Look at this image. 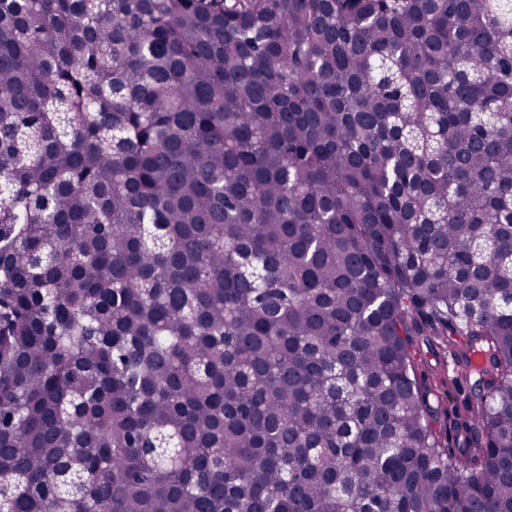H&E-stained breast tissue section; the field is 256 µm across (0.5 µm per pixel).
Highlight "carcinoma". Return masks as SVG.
<instances>
[{"instance_id": "obj_1", "label": "carcinoma", "mask_w": 512, "mask_h": 512, "mask_svg": "<svg viewBox=\"0 0 512 512\" xmlns=\"http://www.w3.org/2000/svg\"><path fill=\"white\" fill-rule=\"evenodd\" d=\"M0 512H512V0H0ZM422 356L423 361L419 370H423L435 385L434 406H437L439 411L448 413V446L454 448L461 435L456 433L453 426L454 422L458 421L459 411L464 409L468 388H454L451 384L454 378L452 376L448 377V371L452 366V369L458 372L461 368V360L452 356L451 361L448 360L447 363L448 353L444 357L443 353L438 352V350L426 352ZM436 399L439 401L438 405Z\"/></svg>"}]
</instances>
